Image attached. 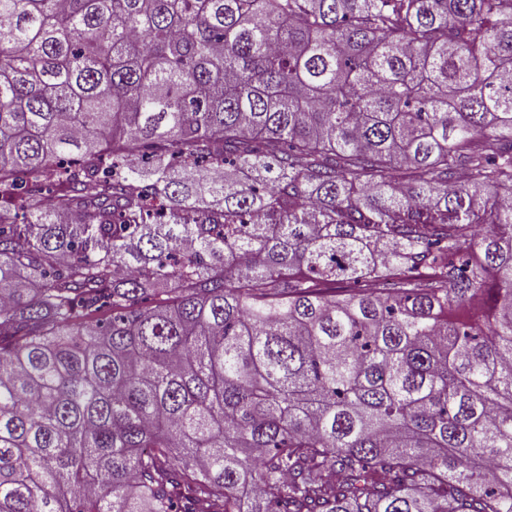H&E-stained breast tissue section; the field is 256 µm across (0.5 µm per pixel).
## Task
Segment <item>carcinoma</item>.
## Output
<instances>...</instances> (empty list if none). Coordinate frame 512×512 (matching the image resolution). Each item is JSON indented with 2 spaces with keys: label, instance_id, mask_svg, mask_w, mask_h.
Wrapping results in <instances>:
<instances>
[{
  "label": "carcinoma",
  "instance_id": "1",
  "mask_svg": "<svg viewBox=\"0 0 512 512\" xmlns=\"http://www.w3.org/2000/svg\"><path fill=\"white\" fill-rule=\"evenodd\" d=\"M0 512H512V0H0Z\"/></svg>",
  "mask_w": 512,
  "mask_h": 512
}]
</instances>
